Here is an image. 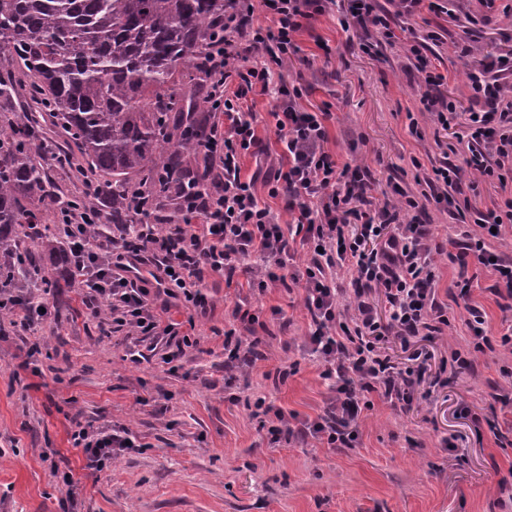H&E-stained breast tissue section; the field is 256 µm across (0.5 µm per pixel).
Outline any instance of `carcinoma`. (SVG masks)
<instances>
[{
  "label": "carcinoma",
  "instance_id": "1",
  "mask_svg": "<svg viewBox=\"0 0 512 512\" xmlns=\"http://www.w3.org/2000/svg\"><path fill=\"white\" fill-rule=\"evenodd\" d=\"M224 0H0V50L30 79L37 102L98 176L90 198L107 200L113 224H178L183 201L206 175L210 126L178 78L203 71V36ZM42 143L28 112L0 122V286L46 280L41 257L15 227L49 225L26 205L48 196L35 161ZM54 267L72 272L64 242L48 243Z\"/></svg>",
  "mask_w": 512,
  "mask_h": 512
}]
</instances>
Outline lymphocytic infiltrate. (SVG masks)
Masks as SVG:
<instances>
[{
  "instance_id": "obj_1",
  "label": "lymphocytic infiltrate",
  "mask_w": 512,
  "mask_h": 512,
  "mask_svg": "<svg viewBox=\"0 0 512 512\" xmlns=\"http://www.w3.org/2000/svg\"><path fill=\"white\" fill-rule=\"evenodd\" d=\"M395 12L422 11L425 0H393ZM335 0H224V36L203 46L206 101L212 115L213 145L210 172L201 195L187 206L201 226L190 233L178 224H139L134 230L115 229L84 240L90 225L105 216L96 207L60 214L62 238L75 239L74 278L89 290L90 301L108 302L107 320L144 336L175 340L179 324L163 321L173 299L200 302L205 273L232 280L246 261H254L259 290L293 282L304 290L310 318L309 344L319 360L328 386L323 413L302 420L257 399L256 408L271 414V442L315 440L333 449L351 447L360 416L370 408L368 393H379L393 404L411 405L421 378L412 368H399L390 342L409 348L417 338L442 335L449 325L448 306L435 296L436 258L444 254L425 224L403 222L401 216L423 209L415 197L402 195L392 206L372 210L373 180L368 169L338 163L326 144L327 111L305 112L298 106L299 86L288 79V61L299 46L298 35L312 20L328 13ZM348 13L365 31L392 39L391 15L377 0H348ZM263 48L267 58L247 67V53ZM415 67L428 93L423 100L442 128L455 124L454 102L431 95L445 77L423 55ZM512 57L482 62L471 77L474 104L462 138L468 155L464 165L448 162L436 169L431 196L457 212L455 196L463 170L512 180V100L504 98ZM239 76L246 86L268 89L271 78L280 86L270 112L277 141V159L242 177L241 160L258 153L256 113L235 107L228 95L229 80ZM268 185L271 197L285 196L289 220L280 223L271 208L255 194L256 181ZM512 222V195L498 210L477 220V230L464 233L448 255L466 269L469 259L492 268L505 284L512 311V262L494 257L485 247L493 229ZM306 248L303 271L285 276L296 247ZM350 280V291L337 288L338 277ZM82 449L87 469L101 471L106 462L132 449L126 429L103 430L78 424L71 433Z\"/></svg>"
}]
</instances>
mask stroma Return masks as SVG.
<instances>
[{
    "mask_svg": "<svg viewBox=\"0 0 512 512\" xmlns=\"http://www.w3.org/2000/svg\"><path fill=\"white\" fill-rule=\"evenodd\" d=\"M347 0L313 20L288 62L302 87L301 110L329 111V150L338 162L367 167L374 204L396 203L397 189L420 196L435 168L461 161L466 146L442 129L420 101L412 46H421L450 78L438 92L468 105L466 63L512 53V0H452L447 11L422 10L396 21L385 40L358 27L342 28ZM372 42L371 51L363 43ZM39 161L56 189L47 212L82 189L76 171L60 167L62 129L42 123ZM445 252L472 218L449 215L435 202L418 213ZM457 266L438 258L436 296L448 306L443 335L422 339L428 352L423 381L445 372L447 387L416 396L403 409L369 393L352 447L332 450L270 444L266 426L248 403L258 397L302 419L322 414L328 390L309 350L303 291H258L239 273L233 282L205 274L202 307L179 302L173 319L188 342L183 367L170 371L164 346L122 327L103 332L88 309L86 291L56 272L57 287L40 288L51 318L24 331L0 324V512H512V407L491 396V385L512 387V352L478 355L476 371L451 359L470 337L466 303L485 310L493 333L512 326L492 292L497 276L470 261L469 301L455 299ZM255 311L249 331L262 356L247 375L224 371V332L235 307ZM281 308L283 316L272 315ZM291 320L281 326V317ZM140 361H132L133 351ZM124 427L135 449L90 473L70 440L74 422ZM65 460L74 483L65 485L54 461Z\"/></svg>",
    "mask_w": 512,
    "mask_h": 512,
    "instance_id": "35a3bbf8",
    "label": "stroma"
}]
</instances>
